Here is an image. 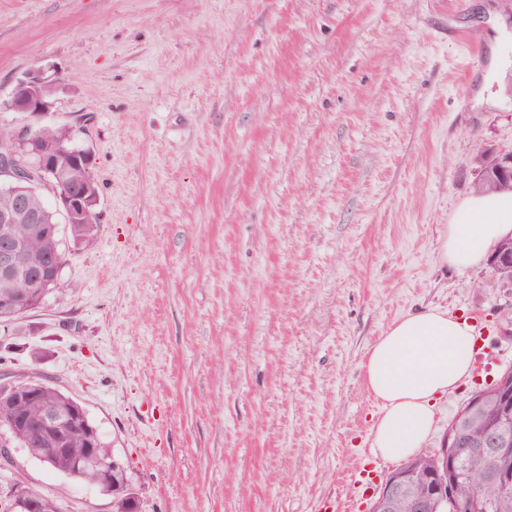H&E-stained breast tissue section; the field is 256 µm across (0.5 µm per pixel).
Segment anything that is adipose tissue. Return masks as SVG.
Here are the masks:
<instances>
[{"instance_id": "ef3b65f1", "label": "adipose tissue", "mask_w": 512, "mask_h": 512, "mask_svg": "<svg viewBox=\"0 0 512 512\" xmlns=\"http://www.w3.org/2000/svg\"><path fill=\"white\" fill-rule=\"evenodd\" d=\"M512 240V192L465 197L439 240L443 264L479 267L501 242ZM472 328L438 309L401 317L370 346L362 363L369 393L383 406L371 446L383 459L413 455L435 418V400L452 393L472 369Z\"/></svg>"}]
</instances>
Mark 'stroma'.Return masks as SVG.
Returning a JSON list of instances; mask_svg holds the SVG:
<instances>
[{
	"mask_svg": "<svg viewBox=\"0 0 512 512\" xmlns=\"http://www.w3.org/2000/svg\"><path fill=\"white\" fill-rule=\"evenodd\" d=\"M512 0H0V95L30 68L42 125L93 151L97 231L62 293L0 325V374L77 399L138 512H308L345 499L382 407L362 362L428 307L484 322L487 357L436 401L421 453L512 370V287L440 265L477 157L512 146L494 93ZM40 359H33V352ZM59 512L111 497L14 449L0 485Z\"/></svg>",
	"mask_w": 512,
	"mask_h": 512,
	"instance_id": "1",
	"label": "stroma"
}]
</instances>
